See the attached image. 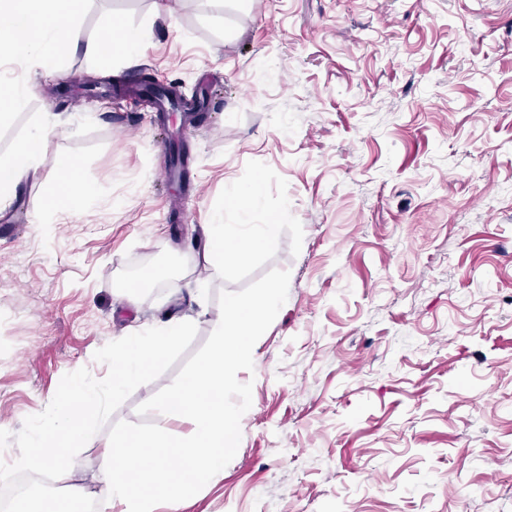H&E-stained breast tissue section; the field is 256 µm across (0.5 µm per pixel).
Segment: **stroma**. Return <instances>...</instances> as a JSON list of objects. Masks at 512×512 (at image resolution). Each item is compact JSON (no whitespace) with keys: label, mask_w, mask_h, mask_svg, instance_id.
Returning <instances> with one entry per match:
<instances>
[{"label":"stroma","mask_w":512,"mask_h":512,"mask_svg":"<svg viewBox=\"0 0 512 512\" xmlns=\"http://www.w3.org/2000/svg\"><path fill=\"white\" fill-rule=\"evenodd\" d=\"M139 31L134 60L56 47L0 58V164L44 122L38 164L0 207V429L44 410L115 337L169 320L214 330L220 292L271 269L286 303L253 348L233 460L178 512H512V0H83L99 39ZM141 73L208 120L113 87ZM93 78L94 94L63 88ZM182 136L170 184L163 138ZM73 168L77 196L62 199ZM257 189L277 223L242 264L207 263L213 215ZM113 418L190 436L183 416ZM107 430L63 475L97 496Z\"/></svg>","instance_id":"1"}]
</instances>
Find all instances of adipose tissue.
<instances>
[{
    "label": "adipose tissue",
    "instance_id": "1",
    "mask_svg": "<svg viewBox=\"0 0 512 512\" xmlns=\"http://www.w3.org/2000/svg\"><path fill=\"white\" fill-rule=\"evenodd\" d=\"M81 0H0V50L8 52L19 66L31 61L36 48L62 43L95 55L99 45L81 42L73 17ZM275 224L216 223L210 225L208 256L218 263L233 262L251 255L257 243L275 241Z\"/></svg>",
    "mask_w": 512,
    "mask_h": 512
}]
</instances>
